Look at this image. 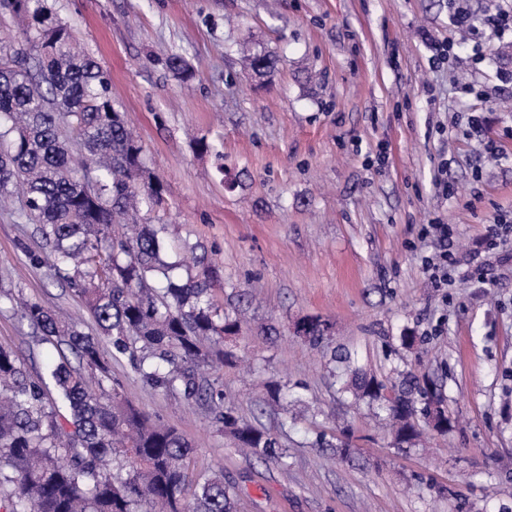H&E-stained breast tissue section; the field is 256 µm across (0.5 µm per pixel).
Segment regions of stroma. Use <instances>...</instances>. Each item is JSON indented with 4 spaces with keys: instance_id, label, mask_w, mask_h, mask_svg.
<instances>
[{
    "instance_id": "35a3bbf8",
    "label": "stroma",
    "mask_w": 512,
    "mask_h": 512,
    "mask_svg": "<svg viewBox=\"0 0 512 512\" xmlns=\"http://www.w3.org/2000/svg\"><path fill=\"white\" fill-rule=\"evenodd\" d=\"M49 2L109 73L163 183L173 250L198 245L224 273L212 300L244 320L216 372L225 406L288 456L245 459L204 406L121 358L126 396L191 441L196 470L223 471L239 512H512V112L498 92L512 33L484 26V0H465L480 42L440 63L423 37L456 36L450 0ZM249 49L277 55L278 71L256 76ZM171 50L187 78L168 69ZM497 218L511 227L494 236ZM434 222L452 229L444 288L423 265L440 250L423 232ZM42 252L0 210V345L33 377L46 346L11 297L85 314L49 262L30 261ZM308 317L332 325L321 346L294 333ZM347 353L386 384L428 375L447 434L419 415L420 442L394 445L385 417L336 381ZM271 384L302 403L271 410Z\"/></svg>"
}]
</instances>
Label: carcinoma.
I'll use <instances>...</instances> for the list:
<instances>
[{
	"label": "carcinoma",
	"mask_w": 512,
	"mask_h": 512,
	"mask_svg": "<svg viewBox=\"0 0 512 512\" xmlns=\"http://www.w3.org/2000/svg\"><path fill=\"white\" fill-rule=\"evenodd\" d=\"M0 12L24 18L28 49L0 47V198L22 190L20 217L95 323L87 332L18 299L48 356L31 378L0 345V512H238L224 473L191 468L190 441L135 408L111 366L124 358L151 388L207 405L246 457L286 456L268 430L224 406L222 382L206 373L228 361L224 337L241 328L212 302L223 276L168 260L164 227L141 223V213L164 208L163 186L112 102L108 73L48 0H0ZM246 61L259 77L278 68L266 52ZM176 268L186 275L173 277ZM329 329L316 317L296 334L319 343ZM346 389L388 414L397 445L418 438V406L442 403L418 384L388 397L356 368Z\"/></svg>",
	"instance_id": "1"
}]
</instances>
